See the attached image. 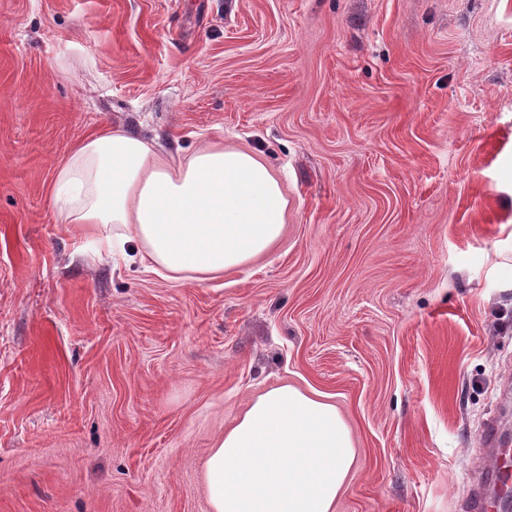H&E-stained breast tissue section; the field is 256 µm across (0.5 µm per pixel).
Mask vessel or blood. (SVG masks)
Masks as SVG:
<instances>
[{
  "label": "vessel or blood",
  "mask_w": 512,
  "mask_h": 512,
  "mask_svg": "<svg viewBox=\"0 0 512 512\" xmlns=\"http://www.w3.org/2000/svg\"><path fill=\"white\" fill-rule=\"evenodd\" d=\"M485 433L488 447L498 456L486 472L484 485L472 496V512H490L493 507L512 504V444L503 438L495 422L487 423Z\"/></svg>",
  "instance_id": "1"
}]
</instances>
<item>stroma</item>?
<instances>
[{
    "instance_id": "obj_1",
    "label": "stroma",
    "mask_w": 512,
    "mask_h": 512,
    "mask_svg": "<svg viewBox=\"0 0 512 512\" xmlns=\"http://www.w3.org/2000/svg\"><path fill=\"white\" fill-rule=\"evenodd\" d=\"M113 123L256 152L279 240L173 281L59 223ZM288 384L351 431L335 512H469L512 429V0H0V512H210Z\"/></svg>"
}]
</instances>
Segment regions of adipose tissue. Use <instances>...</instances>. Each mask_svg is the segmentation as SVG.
Instances as JSON below:
<instances>
[{
    "instance_id": "obj_1",
    "label": "adipose tissue",
    "mask_w": 512,
    "mask_h": 512,
    "mask_svg": "<svg viewBox=\"0 0 512 512\" xmlns=\"http://www.w3.org/2000/svg\"><path fill=\"white\" fill-rule=\"evenodd\" d=\"M57 217L101 243H131L147 270L204 281L280 237L288 199L250 151L206 143L176 160L120 124L81 141L49 185ZM328 396L292 385L258 395L203 463L212 512H334L355 463Z\"/></svg>"
}]
</instances>
